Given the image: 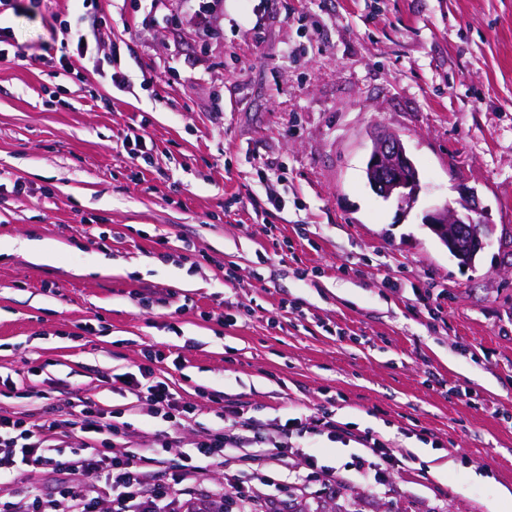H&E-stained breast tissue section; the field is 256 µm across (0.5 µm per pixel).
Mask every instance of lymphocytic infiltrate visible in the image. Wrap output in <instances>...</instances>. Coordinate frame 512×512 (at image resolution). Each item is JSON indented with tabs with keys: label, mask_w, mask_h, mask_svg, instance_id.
<instances>
[{
	"label": "lymphocytic infiltrate",
	"mask_w": 512,
	"mask_h": 512,
	"mask_svg": "<svg viewBox=\"0 0 512 512\" xmlns=\"http://www.w3.org/2000/svg\"><path fill=\"white\" fill-rule=\"evenodd\" d=\"M128 385L140 387L154 414L165 419L190 421L191 405L181 403L166 382L153 379L149 368H141L139 376L128 377ZM68 425L86 439L95 441L89 453L65 449L54 442L57 421L45 419L30 422L21 417L0 415V512H28L39 503L43 490L22 478L32 469L56 471L70 465L84 478L85 490L70 489L67 512H172L177 496H185L192 512H222L224 487L217 484L199 487L192 477L208 466L224 464L232 458L243 464H261L270 455L265 437L246 438L218 432L197 442L194 453L185 455L178 474L167 485L151 487L154 457L146 451H129L116 456L110 451L114 438L124 433V426L107 412L91 403H83ZM363 455L355 466L362 476L372 477L382 485L390 474L402 469L404 462L388 440L375 434L362 438ZM96 489L89 497L87 489Z\"/></svg>",
	"instance_id": "lymphocytic-infiltrate-1"
}]
</instances>
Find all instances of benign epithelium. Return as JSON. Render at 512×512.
Returning a JSON list of instances; mask_svg holds the SVG:
<instances>
[{
	"label": "benign epithelium",
	"mask_w": 512,
	"mask_h": 512,
	"mask_svg": "<svg viewBox=\"0 0 512 512\" xmlns=\"http://www.w3.org/2000/svg\"><path fill=\"white\" fill-rule=\"evenodd\" d=\"M368 184L385 200L394 198L403 210L414 207L421 191L419 172L403 140L395 133L379 131L372 136L367 160ZM457 206L444 205L426 214L424 223L463 266L472 264L494 232L490 210L476 190L457 187Z\"/></svg>",
	"instance_id": "obj_1"
}]
</instances>
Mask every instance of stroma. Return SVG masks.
<instances>
[{
    "label": "stroma",
    "mask_w": 512,
    "mask_h": 512,
    "mask_svg": "<svg viewBox=\"0 0 512 512\" xmlns=\"http://www.w3.org/2000/svg\"><path fill=\"white\" fill-rule=\"evenodd\" d=\"M0 25V376L18 390L0 415L55 418L76 448L70 407L95 403L125 427L113 452L165 436L161 484L228 405L269 436L287 417L347 424L196 476L250 478L276 512H488L512 493V0H18ZM379 130L421 175L405 214L365 183ZM461 183L495 224L466 269L423 222ZM27 238L52 260L11 250ZM159 291L167 305L139 304ZM145 365L190 422L119 382ZM367 432L407 457L383 486L354 469ZM310 454L334 482L279 494Z\"/></svg>",
    "instance_id": "35a3bbf8"
}]
</instances>
